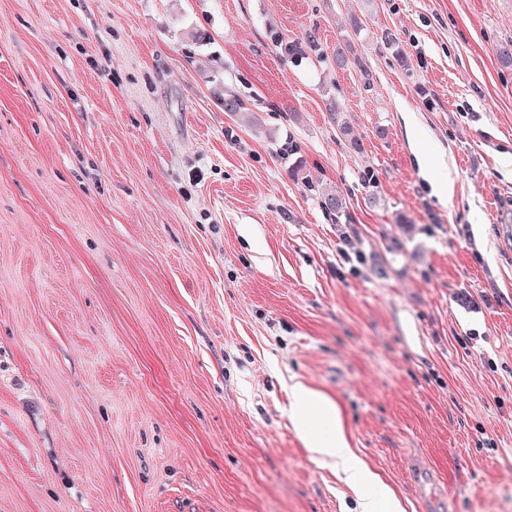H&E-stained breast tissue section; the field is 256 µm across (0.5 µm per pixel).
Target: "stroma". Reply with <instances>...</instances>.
<instances>
[{"mask_svg":"<svg viewBox=\"0 0 512 512\" xmlns=\"http://www.w3.org/2000/svg\"><path fill=\"white\" fill-rule=\"evenodd\" d=\"M509 40L512 0H0V512H359L297 382L403 512H512ZM288 412L295 433L314 458L341 471L352 488L362 479L374 481L371 474L352 464L354 453L337 402L321 392L295 384Z\"/></svg>","mask_w":512,"mask_h":512,"instance_id":"1","label":"stroma"}]
</instances>
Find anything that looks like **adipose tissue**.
Segmentation results:
<instances>
[{
  "mask_svg": "<svg viewBox=\"0 0 512 512\" xmlns=\"http://www.w3.org/2000/svg\"><path fill=\"white\" fill-rule=\"evenodd\" d=\"M289 418L295 433L314 458L341 471L349 486H358L365 479V472L352 463L354 453L337 402L297 384L291 389Z\"/></svg>",
  "mask_w": 512,
  "mask_h": 512,
  "instance_id": "adipose-tissue-1",
  "label": "adipose tissue"
}]
</instances>
